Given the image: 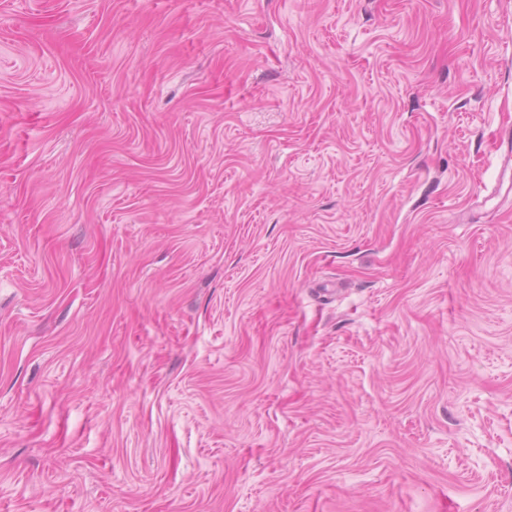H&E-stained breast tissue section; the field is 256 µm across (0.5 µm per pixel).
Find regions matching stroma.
<instances>
[{
	"mask_svg": "<svg viewBox=\"0 0 512 512\" xmlns=\"http://www.w3.org/2000/svg\"><path fill=\"white\" fill-rule=\"evenodd\" d=\"M0 512H512V0H0Z\"/></svg>",
	"mask_w": 512,
	"mask_h": 512,
	"instance_id": "35a3bbf8",
	"label": "stroma"
}]
</instances>
